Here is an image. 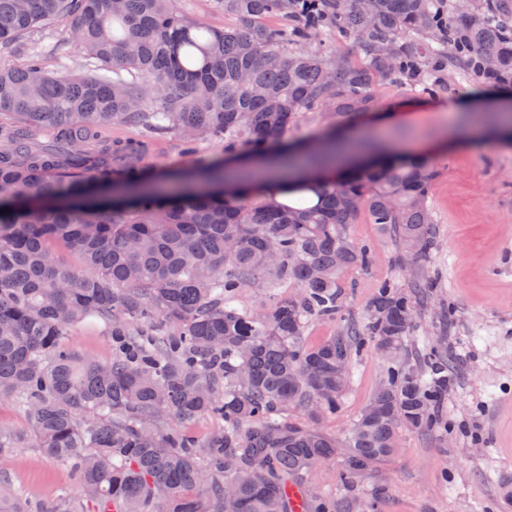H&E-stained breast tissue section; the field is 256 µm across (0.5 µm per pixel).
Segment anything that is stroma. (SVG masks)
I'll list each match as a JSON object with an SVG mask.
<instances>
[{"label": "stroma", "instance_id": "obj_1", "mask_svg": "<svg viewBox=\"0 0 512 512\" xmlns=\"http://www.w3.org/2000/svg\"><path fill=\"white\" fill-rule=\"evenodd\" d=\"M0 55L15 60L39 55L54 72L112 75L51 33L1 44ZM486 90V85L449 71L435 95L445 109L437 112L386 81L378 84L376 99L380 112H396V121L364 116L353 122L351 133L362 140L408 144L428 157L434 173L430 204L437 245L432 271L438 276V301L418 310L412 336L421 348L433 343L439 326H447L454 356L447 436L403 433L387 461L355 479L357 493L376 494V512H512V145L486 137L473 150L451 143L448 134L450 128L471 123ZM151 141L147 164L181 180L224 154L222 143L210 138L199 140L191 155L172 135L155 134ZM352 233L374 248L372 268L350 274L356 286L347 307L357 314L377 281H402L406 272L378 225L365 220L353 225ZM443 303L453 309L447 325L440 315ZM65 344L90 362L112 358V339L100 323L76 329ZM384 372L383 358L366 348L342 411L323 420L321 429L336 434L356 419ZM0 431L21 439L18 448L0 455L1 493L22 497L32 512L60 495L80 496L76 473L34 446L27 416L14 399L0 398Z\"/></svg>", "mask_w": 512, "mask_h": 512}]
</instances>
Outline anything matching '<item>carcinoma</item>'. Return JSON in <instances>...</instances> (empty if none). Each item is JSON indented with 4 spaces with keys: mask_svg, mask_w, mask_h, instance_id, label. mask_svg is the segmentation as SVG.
Here are the masks:
<instances>
[{
    "mask_svg": "<svg viewBox=\"0 0 512 512\" xmlns=\"http://www.w3.org/2000/svg\"><path fill=\"white\" fill-rule=\"evenodd\" d=\"M217 30L176 0H0V44L61 29L115 73L50 72L38 59L0 57V397L24 406L37 447L70 464L85 504L61 497L46 512H291L288 486L318 461L340 463L350 485L389 458L405 431H448V342L411 364L417 300L434 282L429 188L421 156L390 154L338 178L329 154L375 88L397 82L430 95L452 66L467 79L512 85V0H215ZM336 32L354 61L312 38ZM336 105L316 150L285 141L305 111ZM114 124L166 130L224 151L278 150L309 180L283 203L245 187L248 163L216 165L167 188L143 166L147 145L114 141ZM388 233L406 283L383 280L362 321L345 316L347 275L373 249L351 226L362 214ZM80 266L55 258L52 245ZM265 278L295 293L238 306ZM94 317L109 327L112 360L87 362L65 336ZM340 323L310 346L313 320ZM368 344L387 362L380 386L340 436L338 415ZM224 426L197 441L160 421L201 415ZM306 512H336L322 493Z\"/></svg>",
    "mask_w": 512,
    "mask_h": 512,
    "instance_id": "obj_1",
    "label": "carcinoma"
}]
</instances>
